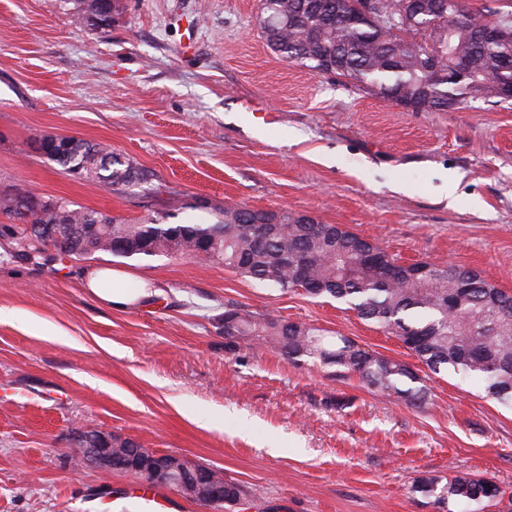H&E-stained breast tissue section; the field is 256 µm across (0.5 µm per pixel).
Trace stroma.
<instances>
[{"label": "stroma", "mask_w": 512, "mask_h": 512, "mask_svg": "<svg viewBox=\"0 0 512 512\" xmlns=\"http://www.w3.org/2000/svg\"><path fill=\"white\" fill-rule=\"evenodd\" d=\"M259 14V0H118L99 26L85 0H0V192L169 224L227 207L303 214L512 292V103L408 111L283 61ZM256 112L273 122L253 125ZM45 135L111 146L145 179L66 173L37 151ZM15 227L0 213V512H133L139 476L89 466L78 425L222 472L243 491L224 512H512V409L479 379L431 373L331 299L195 257H63L20 245ZM95 265L159 293L107 308L83 286ZM231 306L404 361L428 401L229 341ZM456 472L506 495L440 508L411 491L418 475Z\"/></svg>", "instance_id": "1"}]
</instances>
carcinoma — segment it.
Returning <instances> with one entry per match:
<instances>
[{
  "mask_svg": "<svg viewBox=\"0 0 512 512\" xmlns=\"http://www.w3.org/2000/svg\"><path fill=\"white\" fill-rule=\"evenodd\" d=\"M355 0H273L278 14L267 23L263 37L286 62H297L319 74L337 75L389 101L400 97L420 105L421 112H446L463 101L498 99L512 85V0L472 11L462 0H448L443 12L433 0L416 6L408 23L407 0H377L379 15L398 21L403 35L391 33L365 19ZM502 26L508 37L485 43L475 35L489 24ZM448 68L446 81H429V59ZM471 58L475 66L457 75L455 63ZM108 164L87 176L129 184L143 172L129 159L97 145ZM37 200L31 210L34 224H56L65 233L80 224L84 235L71 241L74 258L97 252L117 257L193 255L202 241L213 243L224 267L283 291L302 289L313 297H329L348 306L361 319L398 338L431 372H449L462 378L477 376L486 397L512 407V294L480 272L456 265L432 264L435 276L424 280L391 273L398 259L378 242L341 224H296L282 214L225 209L214 224H163L148 218L136 222L112 218L92 223L99 211L36 193L0 194V212L19 218L20 200ZM261 221L260 236L239 231V225ZM229 339L254 337L278 349L293 362L310 359L350 374L389 395L411 404L425 400L420 378L406 363L362 348L346 336H332L317 327L288 322L232 308L224 311ZM140 448L131 440H114L112 455L120 462ZM412 492L441 506L490 503L505 495L493 481L468 473L442 480L423 474Z\"/></svg>",
  "mask_w": 512,
  "mask_h": 512,
  "instance_id": "obj_1",
  "label": "carcinoma"
}]
</instances>
